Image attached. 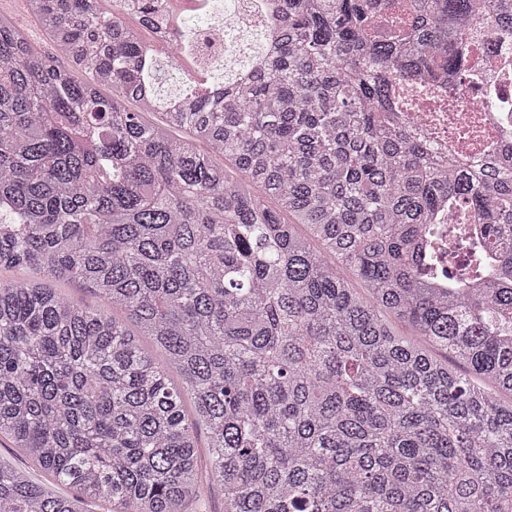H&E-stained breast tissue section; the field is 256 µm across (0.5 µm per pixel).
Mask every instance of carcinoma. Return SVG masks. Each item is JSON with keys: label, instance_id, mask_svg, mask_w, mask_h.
I'll use <instances>...</instances> for the list:
<instances>
[{"label": "carcinoma", "instance_id": "obj_1", "mask_svg": "<svg viewBox=\"0 0 512 512\" xmlns=\"http://www.w3.org/2000/svg\"><path fill=\"white\" fill-rule=\"evenodd\" d=\"M103 2L27 0L52 55L0 13V267L36 271L0 281V437L47 477L0 456V512H186L212 480L224 512H512V168H450L392 117L474 16L512 35V0H409L378 37L389 0H274L242 76L166 96L158 48L194 63V35ZM443 224L469 262L441 287ZM54 288H57L58 292L70 303L91 308L103 306L98 298L73 279L56 282Z\"/></svg>", "mask_w": 512, "mask_h": 512}]
</instances>
